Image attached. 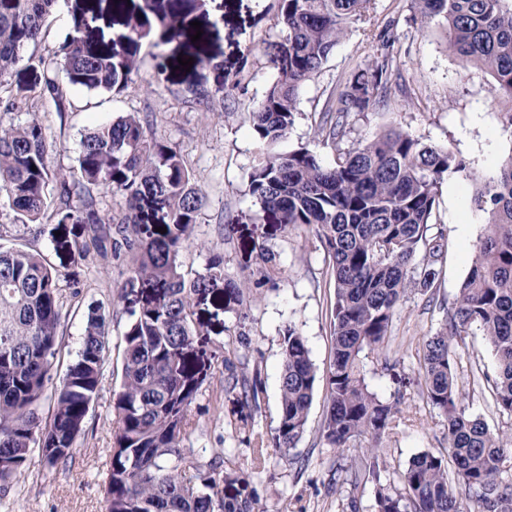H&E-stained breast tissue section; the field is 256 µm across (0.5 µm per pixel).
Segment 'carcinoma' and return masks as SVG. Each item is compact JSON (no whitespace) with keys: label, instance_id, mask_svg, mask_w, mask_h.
<instances>
[{"label":"carcinoma","instance_id":"1","mask_svg":"<svg viewBox=\"0 0 512 512\" xmlns=\"http://www.w3.org/2000/svg\"><path fill=\"white\" fill-rule=\"evenodd\" d=\"M280 38L264 56L276 71L263 98L249 111L250 128L262 157L249 173L255 219L286 229H317L333 259L335 282L334 358L322 437L329 448H353L395 427L401 398L381 400L366 380L364 359L383 349L397 308L415 290L429 291L438 279L445 236L430 224L442 184L460 175L476 189L470 206L483 215L484 231L468 275L446 308L439 330L423 344L420 369L430 405L445 418L448 456L423 452L400 474L401 489L381 483L385 465L372 446L350 464L354 481L377 486L376 512H464L460 493L475 499L479 512H512V433L496 432L461 405L454 349L467 347L478 331L491 346L494 376L484 375L502 412L512 415V155L481 177L449 146H436L391 129L348 141L355 116L374 109L395 92L398 69L390 48L392 23L378 35L377 53L336 85L328 97L317 135L336 153L323 164L306 147L281 151L298 113L300 88L322 68L368 11L371 0H279ZM414 20L435 23L448 33V46L463 67L476 65L494 79L512 130V0H411ZM57 0H0V85L21 60V51L41 38ZM196 0H141L128 22L125 44L116 49L99 38L87 0H71L70 31L47 60H41L45 90L60 94L52 74L87 91L120 93L136 82L143 41L159 28L184 23ZM50 145L39 120L0 124V192L14 221L81 224L67 245L74 262L107 245L129 255L118 294L151 287L122 335V381L113 403L112 460L103 478L106 512H261L250 483L234 470L220 474L195 468L186 474L181 443L186 416L204 383L193 346L196 296L224 290V309L239 311L251 291L247 282L224 280L223 260L214 256L205 271L185 278L178 262L194 244L193 231L204 205L180 150L147 134L134 113L83 134L79 178L56 175ZM104 185L123 198L118 214L69 205L72 196ZM62 207L48 210V188ZM167 210L166 232L145 223L144 209ZM261 286L272 280L274 254L267 242L252 243ZM63 303L58 278L40 251L0 245V483L22 476L29 457L41 455L55 467L72 458L108 359L105 316H87L81 348L60 382L53 368L60 353ZM229 382L224 396L254 409L262 392L257 378L238 377L224 357ZM316 369L306 339L290 324L281 347V414L273 447L283 457L304 435ZM53 388L49 419L39 414ZM453 468H448V463Z\"/></svg>","mask_w":512,"mask_h":512}]
</instances>
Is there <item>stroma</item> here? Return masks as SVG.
<instances>
[{"label": "stroma", "instance_id": "1", "mask_svg": "<svg viewBox=\"0 0 512 512\" xmlns=\"http://www.w3.org/2000/svg\"><path fill=\"white\" fill-rule=\"evenodd\" d=\"M278 6L279 0H203L196 19L206 32L205 39L196 43L171 32L157 34L143 44L139 76L123 92H89L62 77L59 97L32 92L13 111H0V123L36 115L51 147V168L73 177L78 174L82 135L126 113L137 114L147 130L177 146L206 196L195 228L198 244L179 256L186 277H194L209 258L218 256L226 280H243L254 267L250 249L256 240L267 241L280 268L275 283L254 289L244 314L225 311L220 296L194 302L198 330L194 347L207 379L187 415L184 467L191 471L219 457L233 460L238 473L257 491L264 512H375V484H352L347 470L356 449L327 447L321 436L326 379L334 352L330 257L313 227L300 225L284 233L252 219L248 175L261 146L251 134L248 108L261 100L276 76L263 48L279 34ZM411 16V0H371L368 19L352 25L321 71L302 86L299 114L282 150L303 145L324 163H332L331 148L314 134L318 114L336 82L349 77L372 55L379 25L392 19L396 22L394 49L407 93L354 120L351 139L398 127L451 147L486 175L512 154V133L502 128L501 106L490 93L492 77L477 66L462 68L448 48L445 29L420 28ZM68 31L69 2L58 0L41 41L22 51L10 83L38 82L41 59L58 49ZM192 54L210 59V67L179 69V58ZM228 83L233 92H225ZM449 182L451 187L442 190L431 218L446 240L436 286L410 294L393 317L383 350L367 360V381L380 399H392L399 392L404 395L398 426L379 442L385 461L382 481L394 487L414 455L448 451L444 421L426 398L419 357L424 340L436 332L444 316V304L454 301L483 232L482 217L470 207L473 183L457 176ZM80 231V225H59L51 219L39 225L17 224L8 205L0 206V244L43 252L59 274L63 307L57 376H64L79 351L89 312H104L110 339V360L72 462L50 468L39 455H32L24 474L0 491V512L106 510L101 478L111 461L112 400L121 384L122 334L142 294L117 293L125 258L111 255L73 263L59 243L73 240ZM290 324L305 337L317 370L307 429L289 457L269 445L265 464L257 467L252 463L253 450L259 441L269 444L278 424L281 342ZM238 340L244 349L237 372L258 377L263 389L258 408L245 413L224 396V344ZM387 361L395 363V372L384 370ZM454 364L467 413L482 419L491 430L512 431V415L498 410L490 384L475 377L476 372L495 367L484 337L469 336ZM402 376L407 379L403 386L398 383Z\"/></svg>", "mask_w": 512, "mask_h": 512}]
</instances>
